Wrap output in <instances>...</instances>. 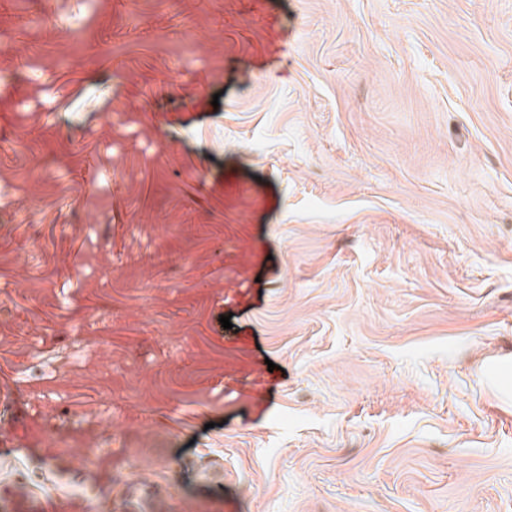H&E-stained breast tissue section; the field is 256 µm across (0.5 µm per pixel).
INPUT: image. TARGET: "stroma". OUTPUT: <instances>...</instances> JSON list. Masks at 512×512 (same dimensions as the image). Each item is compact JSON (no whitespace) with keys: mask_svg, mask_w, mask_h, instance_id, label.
<instances>
[{"mask_svg":"<svg viewBox=\"0 0 512 512\" xmlns=\"http://www.w3.org/2000/svg\"><path fill=\"white\" fill-rule=\"evenodd\" d=\"M1 35L0 512H512V0Z\"/></svg>","mask_w":512,"mask_h":512,"instance_id":"stroma-1","label":"stroma"}]
</instances>
